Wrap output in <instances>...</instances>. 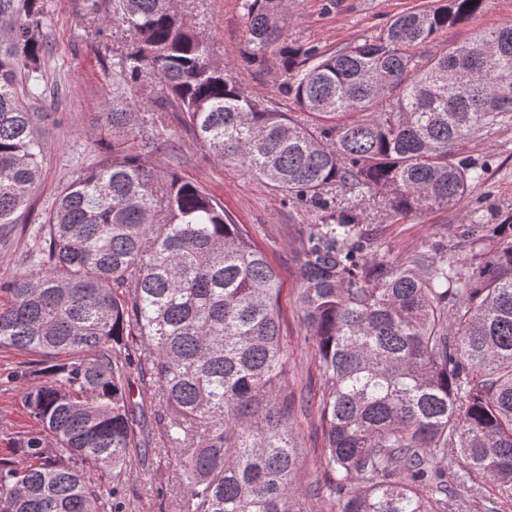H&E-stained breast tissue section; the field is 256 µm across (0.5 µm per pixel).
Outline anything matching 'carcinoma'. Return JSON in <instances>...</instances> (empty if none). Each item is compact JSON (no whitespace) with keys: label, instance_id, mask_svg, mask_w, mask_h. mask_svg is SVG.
Returning <instances> with one entry per match:
<instances>
[{"label":"carcinoma","instance_id":"1","mask_svg":"<svg viewBox=\"0 0 512 512\" xmlns=\"http://www.w3.org/2000/svg\"><path fill=\"white\" fill-rule=\"evenodd\" d=\"M484 2L413 9L327 53L283 40L284 0H244L247 63L278 70L305 113L359 114L315 127L224 77L175 0H116L137 50L112 63L100 113L112 157L62 186L31 228V271L0 288V347L45 364L22 396L42 432L25 464L0 468V512H100L92 470L109 474L118 512L140 408L127 336L152 357L173 512H311L324 493L337 512H448L462 483L512 490V223L474 210L456 241L393 259L364 218L451 209L486 180L458 146L512 128V25L431 50ZM47 26L44 0H0V224L41 178ZM146 69L214 157L321 211L295 247L322 379V479L304 494L292 400L272 397L286 364L277 272L213 193L145 163L166 113L136 117L125 86ZM340 193L347 205H331Z\"/></svg>","mask_w":512,"mask_h":512}]
</instances>
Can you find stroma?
<instances>
[{"label":"stroma","mask_w":512,"mask_h":512,"mask_svg":"<svg viewBox=\"0 0 512 512\" xmlns=\"http://www.w3.org/2000/svg\"><path fill=\"white\" fill-rule=\"evenodd\" d=\"M96 0H46L50 45L49 84L39 109L45 118L39 133L45 143L40 184L31 207L18 211L15 221L0 225V282L26 272L24 257L32 242L23 227L42 222L58 188L79 171L82 159H100L112 139L109 129L98 126L96 115L112 91V63L119 54H130L136 41L125 25L93 16ZM436 0H288L278 26L288 44L316 45L333 51L365 35L386 28L398 15ZM243 0H176V5L199 37L211 44L214 60L225 74L270 108L292 113L296 107L278 90L275 70L247 64L242 51L248 33ZM512 25V0H487L470 21L442 31L436 48L470 41L484 30ZM167 124L174 130L175 153L159 151L147 162L158 176L177 172L183 179L211 190L242 224L275 267L280 281L283 342L288 368L281 383L282 395L295 396L292 420L299 434L302 469L299 488H307L319 474L323 434L316 409L303 406L301 398L319 392V354L308 335L298 308L300 273L294 257L299 229L314 223L310 205L290 198L238 162L213 157L193 136L179 127L175 112ZM467 151L489 170L487 180L475 186L463 208L410 213L392 219L369 210L367 223L378 225L380 240L392 258L404 257L425 245L452 239L457 225L470 210L481 209L490 224L512 222V129L492 131L468 143ZM40 381L35 356L0 348V465L25 460L24 440L38 426L23 405V388ZM137 426L139 445L131 451L124 476L121 512H172L177 493L175 464L168 451L165 430L154 419L152 404H145ZM453 512H512V495L502 494L491 482L477 491H465Z\"/></svg>","instance_id":"obj_1"}]
</instances>
